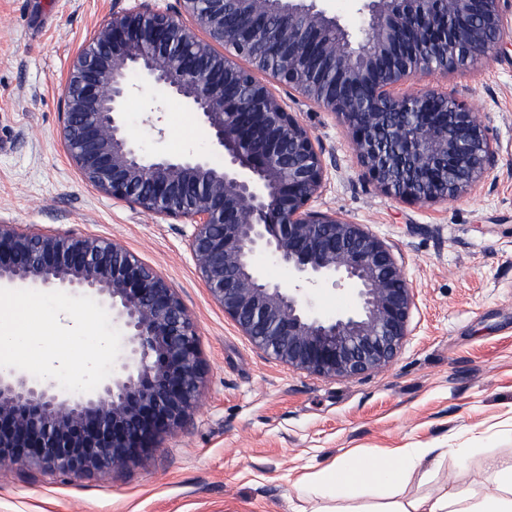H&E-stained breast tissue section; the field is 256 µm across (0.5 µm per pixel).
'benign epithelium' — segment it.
<instances>
[{"mask_svg": "<svg viewBox=\"0 0 512 512\" xmlns=\"http://www.w3.org/2000/svg\"><path fill=\"white\" fill-rule=\"evenodd\" d=\"M112 13L74 54L61 136L83 180L143 212L194 226L190 250L213 298L259 349L291 368L354 378L409 336L413 288L391 247L318 210L322 148L257 74L339 117L383 191L456 201L497 164L488 128L453 94L408 92L422 76L473 68L512 42V0H361L352 32L321 0H177ZM142 83L198 114L224 153L147 155L125 122ZM288 271L267 279L257 258ZM42 286L110 302L124 333L91 393L0 375V469L74 477L142 460L194 409L198 335L167 282L122 244L0 224V287ZM343 290L327 313L311 293Z\"/></svg>", "mask_w": 512, "mask_h": 512, "instance_id": "7a95c632", "label": "benign epithelium"}]
</instances>
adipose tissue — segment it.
<instances>
[{
	"instance_id": "ef3b65f1",
	"label": "adipose tissue",
	"mask_w": 512,
	"mask_h": 512,
	"mask_svg": "<svg viewBox=\"0 0 512 512\" xmlns=\"http://www.w3.org/2000/svg\"><path fill=\"white\" fill-rule=\"evenodd\" d=\"M466 454L463 448H404L394 460L369 455L340 458L314 478L297 484V496L321 502H352L366 489L386 485L395 493L373 512H512V466L496 469L493 488L482 492L458 489L433 498L404 497V490L417 474L434 470L446 457L461 460Z\"/></svg>"
}]
</instances>
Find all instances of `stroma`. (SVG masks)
<instances>
[{"label": "stroma", "instance_id": "obj_1", "mask_svg": "<svg viewBox=\"0 0 512 512\" xmlns=\"http://www.w3.org/2000/svg\"><path fill=\"white\" fill-rule=\"evenodd\" d=\"M176 0H0V223L120 242L183 302L206 374L188 421L145 460L82 477L24 466L0 471V512H315L295 486L347 453L468 448L406 490L491 486L512 465V48L474 69L422 78L478 113L498 152L476 195L427 205L381 191L338 117L300 96L325 163L313 205L385 240L414 289L410 334L386 366L323 378L271 358L213 299L189 249L193 226L100 194L60 136L69 62L113 12ZM144 152L208 156L199 117L142 86L126 103ZM68 387L93 390L123 347L108 302L53 288H0Z\"/></svg>", "mask_w": 512, "mask_h": 512}]
</instances>
